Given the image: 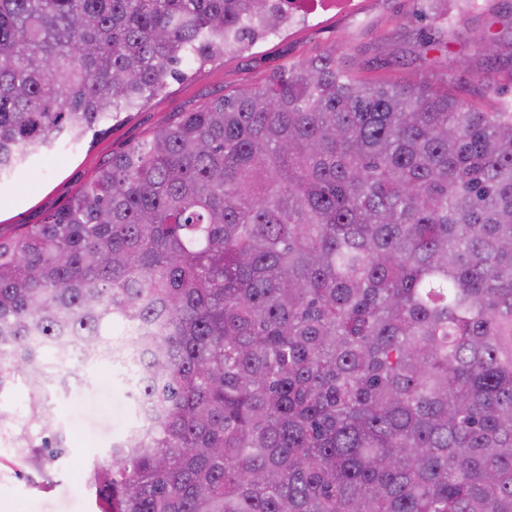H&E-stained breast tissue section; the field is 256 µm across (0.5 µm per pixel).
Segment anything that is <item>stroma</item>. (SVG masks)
<instances>
[{"instance_id": "obj_1", "label": "stroma", "mask_w": 512, "mask_h": 512, "mask_svg": "<svg viewBox=\"0 0 512 512\" xmlns=\"http://www.w3.org/2000/svg\"><path fill=\"white\" fill-rule=\"evenodd\" d=\"M417 7V0H294L277 32L244 41L223 59L184 66L182 77L97 135L34 157L27 172L0 180V235L44 223L113 155L146 143L181 113L261 87L276 72L322 53H334L345 70L368 80L406 82L436 66L447 70L449 92L486 111L512 99V55L488 61L473 51L489 27L501 41H512V0H465L447 27L417 20ZM428 40L446 41L447 53L421 55L420 45ZM129 390L124 368L99 363L82 374L73 399L54 397L69 451L56 464L49 490H38L33 472L8 464L9 453L0 448V512H97L95 494L86 487L89 471L131 425Z\"/></svg>"}]
</instances>
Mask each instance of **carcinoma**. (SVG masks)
Instances as JSON below:
<instances>
[{"label": "carcinoma", "instance_id": "cac0c4a2", "mask_svg": "<svg viewBox=\"0 0 512 512\" xmlns=\"http://www.w3.org/2000/svg\"><path fill=\"white\" fill-rule=\"evenodd\" d=\"M292 2L0 0V178ZM76 350L149 406L93 463L98 512H512V100L324 53L181 114L0 237V438L43 489Z\"/></svg>", "mask_w": 512, "mask_h": 512}]
</instances>
